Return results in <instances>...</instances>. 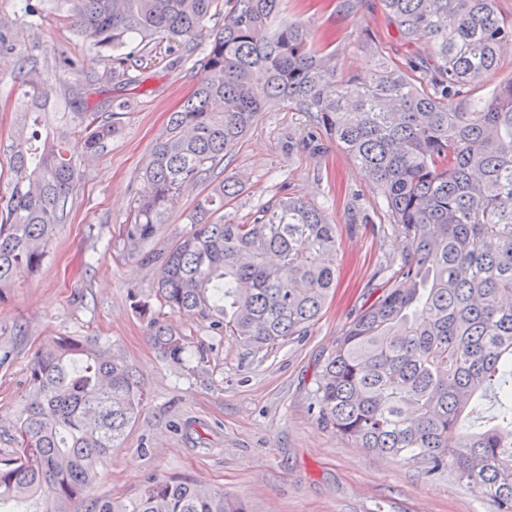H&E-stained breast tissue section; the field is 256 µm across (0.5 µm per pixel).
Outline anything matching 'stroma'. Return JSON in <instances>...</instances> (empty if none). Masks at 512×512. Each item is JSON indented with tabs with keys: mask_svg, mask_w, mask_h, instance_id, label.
<instances>
[{
	"mask_svg": "<svg viewBox=\"0 0 512 512\" xmlns=\"http://www.w3.org/2000/svg\"><path fill=\"white\" fill-rule=\"evenodd\" d=\"M287 16L330 34L341 72L369 78L371 62L355 46L370 35L382 55L425 57L419 44L402 46L381 6L336 12L325 0H283ZM25 56L35 58L42 84L58 111L74 78L56 66L67 48L96 79L76 98L81 112L118 105L115 130L94 157L76 153L80 180L73 208L48 244L40 270L0 290V460L11 458L14 422L28 394V368L36 347L50 336H96L135 367L147 400L113 449L93 494L131 505L157 479L187 478L244 498L251 512H497L495 504L460 484L453 474L426 477L402 460L355 447L319 424L310 407L319 366L346 327L385 288L406 243L364 172L305 113L281 100L268 102L258 121L224 161V175L240 192L224 209L227 219L247 221L260 204L291 195L321 207L337 225L336 291L307 334L271 351H256L237 337L214 336L195 318L166 321L190 342L188 366L157 356L147 327L133 309L146 297L156 265L121 257L114 236L134 196L147 185L139 171L168 116L202 71L201 53L185 55L167 39L153 51L131 44L134 61L125 74L104 78L111 66L66 17L48 13L35 21L0 0ZM208 184L188 188L150 252H163Z\"/></svg>",
	"mask_w": 512,
	"mask_h": 512,
	"instance_id": "1",
	"label": "stroma"
}]
</instances>
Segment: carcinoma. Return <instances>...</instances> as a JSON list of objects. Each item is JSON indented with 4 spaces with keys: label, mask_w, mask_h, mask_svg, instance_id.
Returning a JSON list of instances; mask_svg holds the SVG:
<instances>
[{
    "label": "carcinoma",
    "mask_w": 512,
    "mask_h": 512,
    "mask_svg": "<svg viewBox=\"0 0 512 512\" xmlns=\"http://www.w3.org/2000/svg\"><path fill=\"white\" fill-rule=\"evenodd\" d=\"M203 73L168 123L141 174L151 193L134 200L116 238L127 260L157 265L148 300H134L150 342L183 365L190 342L162 310L192 315L216 336L260 351L313 325L336 288V225L314 204L279 197L250 222L224 220L239 183L223 179L199 199L190 227L156 256L147 250L183 191L210 180L279 98L336 140L385 201L407 247L394 283L353 320L322 362L311 408L358 448L398 457L427 476L459 482L512 512V76L492 98L471 92L494 75L512 45V14L498 0H380L404 45L430 47L399 65L356 47L374 77L339 76L340 62L310 24L283 17L282 0H56L76 33L120 52L167 38L192 53L212 13ZM24 84L40 79L0 18V58ZM56 64L75 76L81 60ZM73 90L50 127L23 90L3 149L0 290L40 268L67 222L80 173L72 154L112 140V114L71 112ZM30 392L16 419V457L0 464V512H250L247 502L185 479L158 480L135 506L92 495L145 399L136 371L93 336H51L29 365ZM493 394L500 413L474 429L464 419Z\"/></svg>",
    "instance_id": "1"
}]
</instances>
